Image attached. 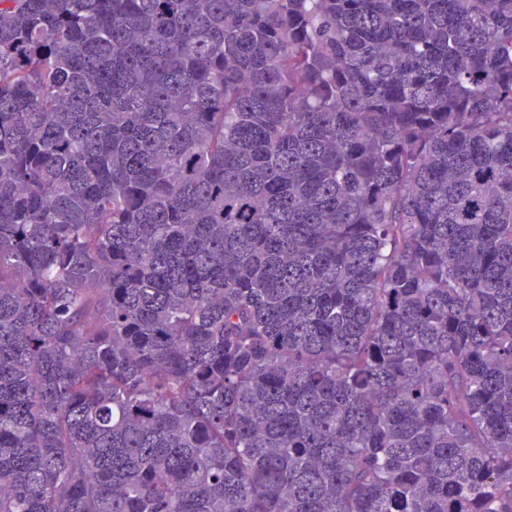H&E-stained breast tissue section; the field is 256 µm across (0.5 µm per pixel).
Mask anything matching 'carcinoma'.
Returning a JSON list of instances; mask_svg holds the SVG:
<instances>
[{"instance_id":"1","label":"carcinoma","mask_w":512,"mask_h":512,"mask_svg":"<svg viewBox=\"0 0 512 512\" xmlns=\"http://www.w3.org/2000/svg\"><path fill=\"white\" fill-rule=\"evenodd\" d=\"M0 512H512V0H0Z\"/></svg>"}]
</instances>
